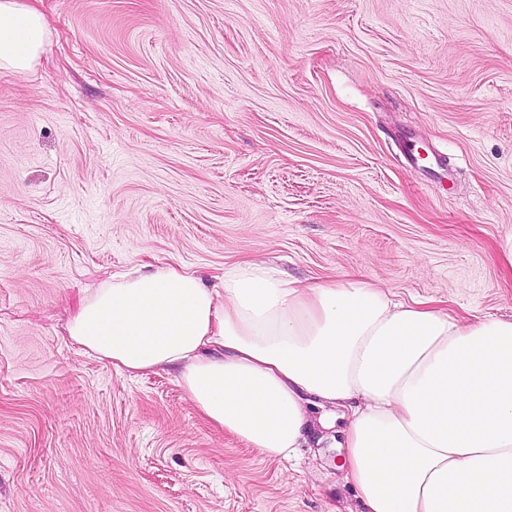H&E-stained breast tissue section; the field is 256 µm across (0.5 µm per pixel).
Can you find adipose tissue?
Returning a JSON list of instances; mask_svg holds the SVG:
<instances>
[{
  "label": "adipose tissue",
  "instance_id": "1",
  "mask_svg": "<svg viewBox=\"0 0 512 512\" xmlns=\"http://www.w3.org/2000/svg\"><path fill=\"white\" fill-rule=\"evenodd\" d=\"M47 34L38 11L0 0V69H30ZM68 334L131 376L180 367L202 417L271 458L297 460L342 422L339 468L365 512H512V319L244 261L219 288L183 265L131 270Z\"/></svg>",
  "mask_w": 512,
  "mask_h": 512
}]
</instances>
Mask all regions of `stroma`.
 <instances>
[{"mask_svg": "<svg viewBox=\"0 0 512 512\" xmlns=\"http://www.w3.org/2000/svg\"><path fill=\"white\" fill-rule=\"evenodd\" d=\"M23 2L48 37L0 70V512H362L333 439L290 469L67 325L132 269L242 260L512 319V0Z\"/></svg>", "mask_w": 512, "mask_h": 512, "instance_id": "obj_1", "label": "stroma"}]
</instances>
